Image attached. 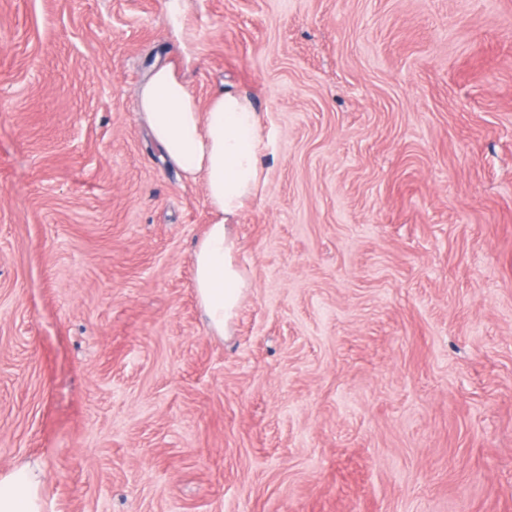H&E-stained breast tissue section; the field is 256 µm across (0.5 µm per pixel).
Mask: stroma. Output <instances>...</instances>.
I'll list each match as a JSON object with an SVG mask.
<instances>
[{"instance_id": "stroma-1", "label": "stroma", "mask_w": 512, "mask_h": 512, "mask_svg": "<svg viewBox=\"0 0 512 512\" xmlns=\"http://www.w3.org/2000/svg\"><path fill=\"white\" fill-rule=\"evenodd\" d=\"M273 139L210 220L136 96ZM46 512H512V0H0V471ZM138 108L183 179L204 184L213 220L192 255L194 287L208 332L224 335L246 288L226 222L265 183L262 158L272 140L246 94L223 89L202 106L171 64L155 69L140 85Z\"/></svg>"}]
</instances>
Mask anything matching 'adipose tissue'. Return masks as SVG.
I'll use <instances>...</instances> for the list:
<instances>
[{"label": "adipose tissue", "mask_w": 512, "mask_h": 512, "mask_svg": "<svg viewBox=\"0 0 512 512\" xmlns=\"http://www.w3.org/2000/svg\"><path fill=\"white\" fill-rule=\"evenodd\" d=\"M138 108L185 181L203 182L213 219L193 255L194 287L211 335H223L246 282L227 227L265 182L272 145L251 99L225 89L201 103L184 75L161 66L138 89ZM0 512H44L40 482L26 466L0 472Z\"/></svg>", "instance_id": "obj_1"}]
</instances>
